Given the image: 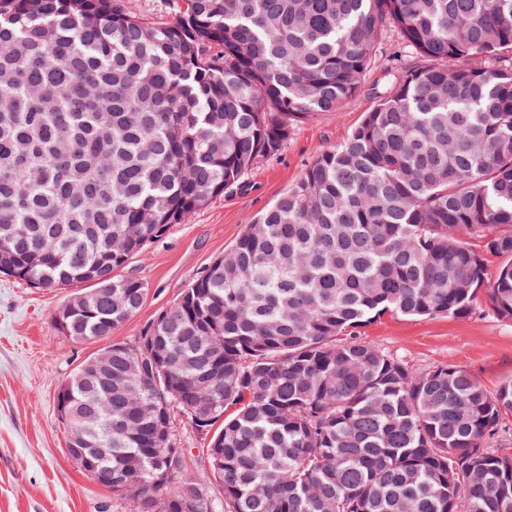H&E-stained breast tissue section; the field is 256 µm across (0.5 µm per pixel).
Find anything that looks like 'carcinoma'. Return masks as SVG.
Here are the masks:
<instances>
[{"mask_svg": "<svg viewBox=\"0 0 512 512\" xmlns=\"http://www.w3.org/2000/svg\"><path fill=\"white\" fill-rule=\"evenodd\" d=\"M387 27L417 62L149 331L112 343V374L68 382L69 422L136 512H512V382L489 394L359 336L479 305L512 321V0H176L165 22L0 0V273L92 283L80 341L141 306L114 271L352 97ZM201 384L194 429L213 434L191 477L126 397L191 421Z\"/></svg>", "mask_w": 512, "mask_h": 512, "instance_id": "obj_1", "label": "carcinoma"}]
</instances>
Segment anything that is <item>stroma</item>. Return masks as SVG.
Returning a JSON list of instances; mask_svg holds the SVG:
<instances>
[{
  "label": "stroma",
  "instance_id": "1",
  "mask_svg": "<svg viewBox=\"0 0 512 512\" xmlns=\"http://www.w3.org/2000/svg\"><path fill=\"white\" fill-rule=\"evenodd\" d=\"M412 57L398 32L387 29L358 92L336 111L298 124L282 150L256 164L240 185L211 199L182 224L171 225L118 269L146 292L140 309L112 339L129 342L146 331L327 148L342 142L378 103V94ZM80 285L41 291L0 274V512H129L127 496L98 485L67 453L68 433L55 400L76 369L103 343L75 341L53 324L56 311ZM367 342L417 368L455 365L487 392L512 381V322L482 311L463 318L386 315L361 331ZM171 432L185 448V472L203 465L209 435L176 416Z\"/></svg>",
  "mask_w": 512,
  "mask_h": 512
}]
</instances>
